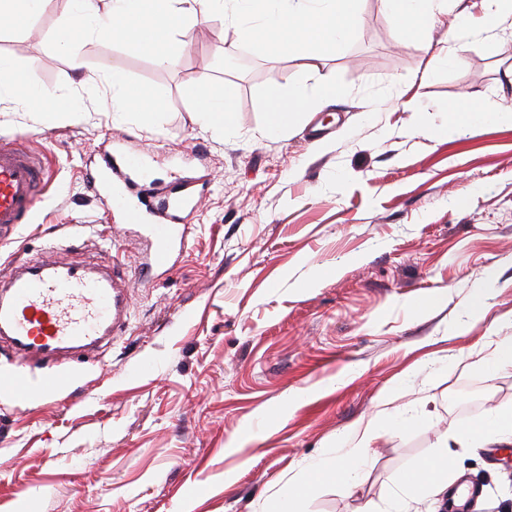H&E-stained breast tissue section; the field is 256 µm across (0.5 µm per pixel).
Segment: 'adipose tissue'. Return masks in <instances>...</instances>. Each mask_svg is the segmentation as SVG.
Listing matches in <instances>:
<instances>
[{"instance_id":"ef3b65f1","label":"adipose tissue","mask_w":512,"mask_h":512,"mask_svg":"<svg viewBox=\"0 0 512 512\" xmlns=\"http://www.w3.org/2000/svg\"><path fill=\"white\" fill-rule=\"evenodd\" d=\"M386 15L392 30L414 37L427 31L438 13L448 6V0H384ZM7 97L20 98L28 108L49 115L72 117L82 113L83 106L75 98L58 95L29 81L13 61L0 56V101ZM194 120L203 130L226 131L234 128L236 107L231 97L214 92L208 84H200L195 92ZM453 436L461 443L482 445H512V408L491 409L482 419L459 426ZM370 446L362 438L356 448L337 462L321 460L312 465L311 482H331L343 494H351L356 486L355 472ZM453 461L447 449H436L432 458L407 471L400 479L407 492L419 497L443 492L448 487V472Z\"/></svg>"}]
</instances>
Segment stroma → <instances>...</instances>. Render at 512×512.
I'll list each match as a JSON object with an SVG mask.
<instances>
[{"mask_svg":"<svg viewBox=\"0 0 512 512\" xmlns=\"http://www.w3.org/2000/svg\"><path fill=\"white\" fill-rule=\"evenodd\" d=\"M66 8L50 0L0 54L41 59L35 84L79 98V120L50 119L20 99L0 102V139L45 161L44 200L31 223L0 239V264L66 246L72 261L122 255L129 323L96 360L60 369L41 400L0 395V512H274L317 458L352 447L394 390L407 429L370 448L344 495L313 487L306 512H392L395 478L432 455L451 428L512 403V369L476 362L512 316V123L436 133L449 106L512 105V35L471 38L453 65L450 28L479 25L488 0H456L406 43L382 0H361L355 43L323 54L341 76L336 99L287 137L260 133L256 90L301 75L298 59L241 50L235 26L190 30L175 66L97 40L76 70L48 47ZM139 95L161 89L153 120L112 109L110 75ZM231 95L236 127L194 123L200 83ZM417 98L416 111L402 107ZM125 144L151 178L198 180L186 245L169 269L150 263L139 225L88 183ZM489 310L470 312L475 282ZM435 298L433 306L420 300ZM451 485L481 490L467 512H512V451L451 446Z\"/></svg>","mask_w":512,"mask_h":512,"instance_id":"stroma-1","label":"stroma"}]
</instances>
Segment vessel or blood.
<instances>
[{"instance_id":"vessel-or-blood-1","label":"vessel or blood","mask_w":512,"mask_h":512,"mask_svg":"<svg viewBox=\"0 0 512 512\" xmlns=\"http://www.w3.org/2000/svg\"><path fill=\"white\" fill-rule=\"evenodd\" d=\"M142 153L119 149L106 162L94 188L120 214L144 227L154 248L155 265L167 266L174 245L184 242L178 213L201 202L196 180L179 178V187L164 211L144 214L130 208L124 191L131 176L143 172ZM43 161L21 146L0 143V237L29 219L43 200ZM62 246L44 256L19 258L0 271V343L10 350L17 370L0 373V394L34 400L51 394L52 377L35 378L36 367L60 366L80 356H92L126 327L131 303L120 255L111 266L75 264L63 257Z\"/></svg>"}]
</instances>
